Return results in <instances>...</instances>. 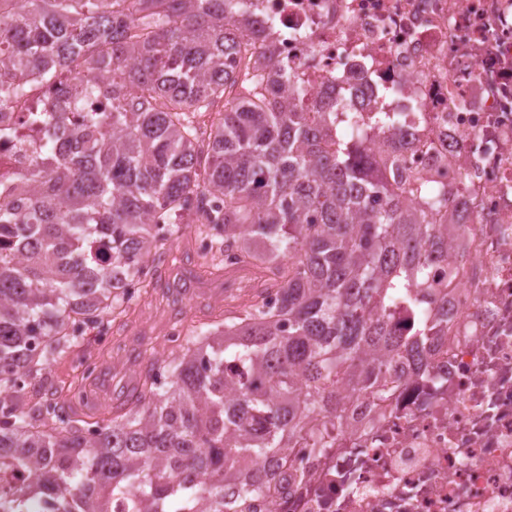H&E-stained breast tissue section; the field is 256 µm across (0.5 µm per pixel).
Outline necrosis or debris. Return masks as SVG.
Segmentation results:
<instances>
[{
    "label": "necrosis or debris",
    "instance_id": "4bbe7bcc",
    "mask_svg": "<svg viewBox=\"0 0 512 512\" xmlns=\"http://www.w3.org/2000/svg\"><path fill=\"white\" fill-rule=\"evenodd\" d=\"M295 111L394 115L373 155L448 194V330L389 400L352 392L334 447L284 448L252 512H512V0H230ZM34 81L0 129L59 97Z\"/></svg>",
    "mask_w": 512,
    "mask_h": 512
}]
</instances>
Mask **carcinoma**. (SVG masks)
<instances>
[{
	"label": "carcinoma",
	"instance_id": "1",
	"mask_svg": "<svg viewBox=\"0 0 512 512\" xmlns=\"http://www.w3.org/2000/svg\"><path fill=\"white\" fill-rule=\"evenodd\" d=\"M125 2L0 0V102L34 78L71 92L0 130L34 145L24 174L0 170V482L35 473L14 502L42 495L56 512H228L280 475L285 444L331 446L343 391L385 401L388 381L427 368L448 325L433 287L448 225L404 194L436 213L448 196L369 157L357 113L339 136L228 65L242 51L227 0ZM181 224L255 270L254 300L206 333L182 327L168 382L148 360L139 393L89 422L43 370L126 313L128 282L179 304L161 267Z\"/></svg>",
	"mask_w": 512,
	"mask_h": 512
}]
</instances>
